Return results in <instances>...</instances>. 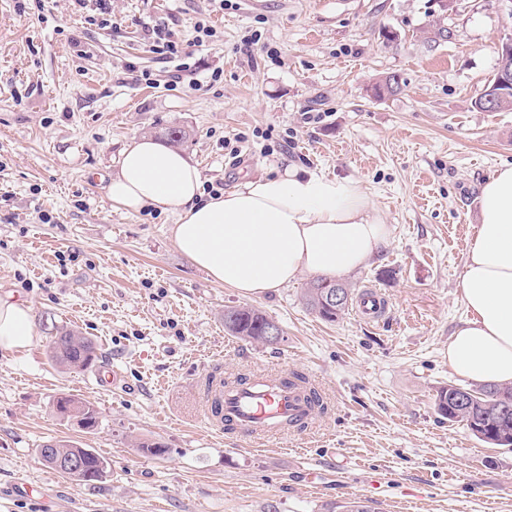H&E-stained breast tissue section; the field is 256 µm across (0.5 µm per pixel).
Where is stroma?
Listing matches in <instances>:
<instances>
[{
	"label": "stroma",
	"mask_w": 512,
	"mask_h": 512,
	"mask_svg": "<svg viewBox=\"0 0 512 512\" xmlns=\"http://www.w3.org/2000/svg\"><path fill=\"white\" fill-rule=\"evenodd\" d=\"M96 13V0H0V294L30 304L37 332L0 356V512H334L354 498L512 512V448L435 407L463 382L446 349L467 315L479 189L512 164V110L473 106L512 26L500 0H110L106 27ZM199 21L217 31L208 49L181 64L151 52L155 27L185 47ZM389 74L400 91L375 97ZM169 127L188 132L179 150L206 185L229 191L274 164L359 180L392 234L344 281L384 293L389 315L324 321L304 304L307 274L240 296L177 250L176 213L113 209L124 148ZM232 306L266 314L281 340L228 335ZM65 330L94 341L87 370L50 359ZM217 364L321 379L314 434L250 447L217 431L192 406ZM112 370L117 385L100 386ZM62 397L90 404L97 427L58 413ZM48 441L93 449L106 475L49 468Z\"/></svg>",
	"instance_id": "35a3bbf8"
}]
</instances>
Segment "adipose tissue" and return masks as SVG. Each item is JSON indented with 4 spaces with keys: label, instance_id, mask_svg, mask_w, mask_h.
<instances>
[{
    "label": "adipose tissue",
    "instance_id": "adipose-tissue-1",
    "mask_svg": "<svg viewBox=\"0 0 512 512\" xmlns=\"http://www.w3.org/2000/svg\"><path fill=\"white\" fill-rule=\"evenodd\" d=\"M113 209L177 211V249L215 281L245 297L287 286L301 274L340 278L376 257L391 237L360 182L300 167L247 178L203 198L199 169L151 138L133 139L108 184ZM468 319L448 340L463 378L512 385V164L481 186L479 219L460 282ZM25 300L0 296V352L31 344Z\"/></svg>",
    "mask_w": 512,
    "mask_h": 512
}]
</instances>
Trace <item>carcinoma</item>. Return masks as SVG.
<instances>
[{"instance_id": "1", "label": "carcinoma", "mask_w": 512, "mask_h": 512, "mask_svg": "<svg viewBox=\"0 0 512 512\" xmlns=\"http://www.w3.org/2000/svg\"><path fill=\"white\" fill-rule=\"evenodd\" d=\"M335 284L344 286V283L338 280L316 278L305 289L306 307L325 321L333 322L348 310L346 305L334 312L321 307L323 290ZM270 322L272 319L252 307H230L224 310V330L231 336L251 343H265L263 330ZM50 356L60 364L86 370L95 361L96 347L89 338L66 332L55 338ZM460 390H462L461 386L449 384L438 391L435 407L442 418L462 423L473 435L478 428L481 432L487 433L491 429L498 430L503 426L507 428L512 426V386L486 385L478 388L476 392L480 393V396L464 408H459L453 403V396ZM60 409L78 418L85 429L97 426V413L86 404L67 399L60 403ZM37 453L43 461L50 456L60 461L55 470L62 474L67 473V469L63 466L64 462L72 456L80 457L83 470L74 476L78 481H96L106 473L105 459L91 448L48 442L41 445Z\"/></svg>"}]
</instances>
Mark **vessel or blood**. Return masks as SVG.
I'll list each match as a JSON object with an SVG mask.
<instances>
[{
	"mask_svg": "<svg viewBox=\"0 0 512 512\" xmlns=\"http://www.w3.org/2000/svg\"><path fill=\"white\" fill-rule=\"evenodd\" d=\"M199 412L218 431L249 445L287 439L315 419L303 384L277 371L231 384L223 372H213L204 382Z\"/></svg>",
	"mask_w": 512,
	"mask_h": 512,
	"instance_id": "b4317fda",
	"label": "vessel or blood"
}]
</instances>
